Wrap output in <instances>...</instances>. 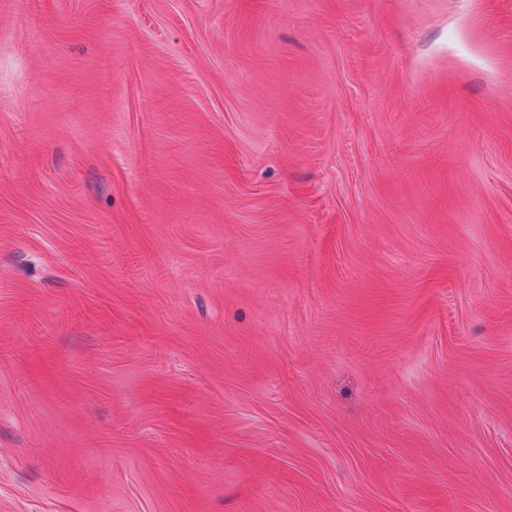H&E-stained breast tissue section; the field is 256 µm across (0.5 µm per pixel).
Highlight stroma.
I'll use <instances>...</instances> for the list:
<instances>
[{"label": "stroma", "mask_w": 512, "mask_h": 512, "mask_svg": "<svg viewBox=\"0 0 512 512\" xmlns=\"http://www.w3.org/2000/svg\"><path fill=\"white\" fill-rule=\"evenodd\" d=\"M0 512H512V0H0Z\"/></svg>", "instance_id": "35a3bbf8"}]
</instances>
